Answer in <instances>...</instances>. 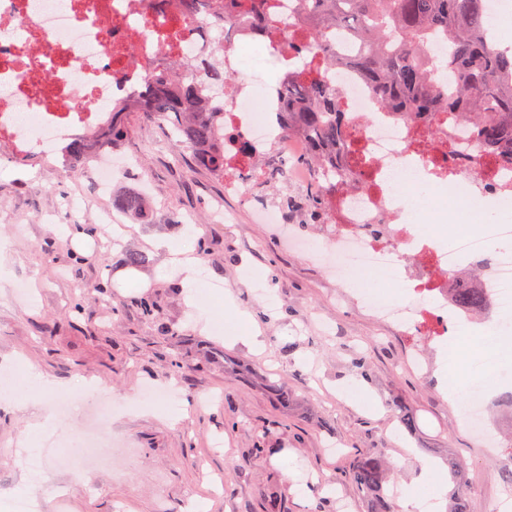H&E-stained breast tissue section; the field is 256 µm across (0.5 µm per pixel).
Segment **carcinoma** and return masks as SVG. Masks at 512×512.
Returning <instances> with one entry per match:
<instances>
[{"label": "carcinoma", "mask_w": 512, "mask_h": 512, "mask_svg": "<svg viewBox=\"0 0 512 512\" xmlns=\"http://www.w3.org/2000/svg\"><path fill=\"white\" fill-rule=\"evenodd\" d=\"M270 0H178L187 16L203 10L222 18L226 11L242 12L254 27L273 40ZM308 22L318 29L341 28L356 37L363 48L351 59L352 66L373 85L381 103L401 112L417 115L436 112L447 105L457 119L476 133L483 144L499 148L512 159V55L499 53L482 33L488 25L484 0H300ZM440 30L448 36L450 56L446 65L456 69L455 94L434 84L431 72L422 63L425 37ZM187 71L197 72L210 86H228L224 63L217 60L187 59L171 67L170 74L149 88L147 98L122 101L112 106L111 125L96 134L76 138L61 154L66 163L86 162L105 149L115 148L126 135L124 115L147 112L176 133L175 150L192 152L208 148L204 169L224 177V141L235 134L224 129V113L215 112L204 98L201 86L184 79ZM288 120L291 127L316 141L312 159L320 166L336 156L344 142L343 129L336 123V93L316 74L297 81L288 80ZM326 178L318 181L305 196L311 215L317 217L324 200ZM112 206L127 215L143 219L150 210L147 197L128 191L112 198ZM460 305L481 314L487 303L477 288H463L457 294ZM455 488L451 512H471L463 487L464 465L451 463ZM359 488L371 494L370 512H395L382 494L389 470L375 448L363 450L347 473Z\"/></svg>", "instance_id": "carcinoma-1"}]
</instances>
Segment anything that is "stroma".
Segmentation results:
<instances>
[{
	"mask_svg": "<svg viewBox=\"0 0 512 512\" xmlns=\"http://www.w3.org/2000/svg\"><path fill=\"white\" fill-rule=\"evenodd\" d=\"M126 126L114 154L135 163L108 195L88 164L0 162V371L22 379L33 365L57 384L33 406L0 400V512L21 496L25 447L46 456L50 480L34 490L44 512H192L199 502L206 512H367L366 492L346 477L363 448L384 449L396 489L417 478L420 460L463 459L471 512H493L508 494L501 451L481 446L439 388L434 344L337 301L318 260L289 249L275 225L225 195L223 180L175 160L162 125L131 112ZM144 183L148 219L117 216L120 240L104 247L100 217L113 195ZM70 201L79 223L62 219ZM218 202L234 223L211 220ZM172 244L200 260L193 288ZM129 249L148 265L123 266ZM147 304L173 335L145 318ZM218 312L238 327L251 321L264 350L203 332ZM154 380L176 399L142 400ZM353 384L365 400L348 397ZM101 390L118 405L112 435L128 445L120 470L78 473L43 439H27L38 424L80 447Z\"/></svg>",
	"mask_w": 512,
	"mask_h": 512,
	"instance_id": "1",
	"label": "stroma"
}]
</instances>
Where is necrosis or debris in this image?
Here are the masks:
<instances>
[{"label": "necrosis or debris", "instance_id": "1", "mask_svg": "<svg viewBox=\"0 0 512 512\" xmlns=\"http://www.w3.org/2000/svg\"><path fill=\"white\" fill-rule=\"evenodd\" d=\"M282 42L278 64L294 77L322 76L337 92V123L345 130L344 164L351 187L327 200L324 261L339 288L404 336L430 326L439 340L470 338L475 320L449 300L463 285L461 266L485 259L481 286L493 335L512 317V161L482 146L454 112L409 117L381 107L372 86L340 50L334 66L309 48L299 0H274ZM212 17L187 19L157 11L152 0H0V159L28 155L46 162L76 133L103 126L115 102L141 97L165 66L215 50L224 52L230 90H216L226 143L227 188L259 219L279 224L263 203L269 164L287 170L298 188L315 173L301 168L315 144L288 129L282 90L257 91L244 49L257 39L247 15L233 14L224 44L206 41ZM386 275L394 293L379 299L369 279ZM459 411L480 438L492 441L486 393L477 375L463 382Z\"/></svg>", "mask_w": 512, "mask_h": 512}]
</instances>
